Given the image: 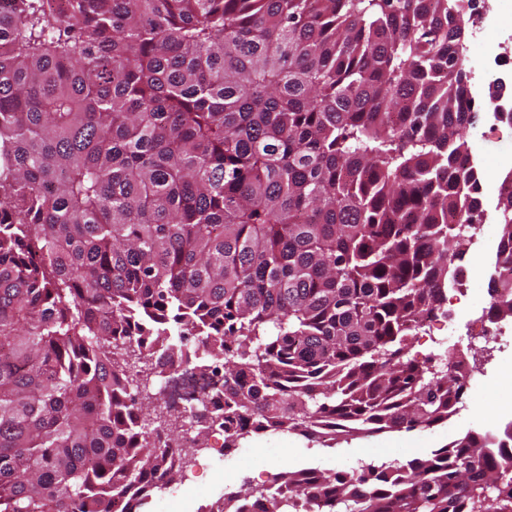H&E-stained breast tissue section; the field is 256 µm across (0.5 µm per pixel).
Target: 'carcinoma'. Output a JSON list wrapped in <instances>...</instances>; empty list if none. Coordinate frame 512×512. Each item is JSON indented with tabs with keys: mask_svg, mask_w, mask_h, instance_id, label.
Returning a JSON list of instances; mask_svg holds the SVG:
<instances>
[{
	"mask_svg": "<svg viewBox=\"0 0 512 512\" xmlns=\"http://www.w3.org/2000/svg\"><path fill=\"white\" fill-rule=\"evenodd\" d=\"M0 8V512H123L144 475L119 343L203 338L224 447L448 421V301L480 174L456 0H12ZM492 279L512 289V176ZM262 512H512L469 430L407 463L282 471Z\"/></svg>",
	"mask_w": 512,
	"mask_h": 512,
	"instance_id": "obj_1",
	"label": "carcinoma"
}]
</instances>
